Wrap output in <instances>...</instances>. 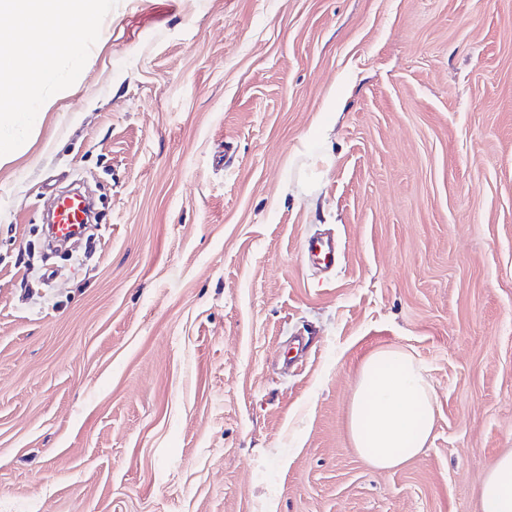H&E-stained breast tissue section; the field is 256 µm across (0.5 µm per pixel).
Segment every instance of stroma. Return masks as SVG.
<instances>
[{
  "instance_id": "35a3bbf8",
  "label": "stroma",
  "mask_w": 512,
  "mask_h": 512,
  "mask_svg": "<svg viewBox=\"0 0 512 512\" xmlns=\"http://www.w3.org/2000/svg\"><path fill=\"white\" fill-rule=\"evenodd\" d=\"M51 102L0 164V512H480L512 448V0H118ZM73 186L98 220L43 260ZM382 347L437 407L390 470L348 430ZM305 257L316 260L325 265L336 263V243L322 241L319 239H309L305 243Z\"/></svg>"
}]
</instances>
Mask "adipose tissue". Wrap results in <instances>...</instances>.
<instances>
[{"label": "adipose tissue", "instance_id": "adipose-tissue-1", "mask_svg": "<svg viewBox=\"0 0 512 512\" xmlns=\"http://www.w3.org/2000/svg\"><path fill=\"white\" fill-rule=\"evenodd\" d=\"M434 424V390L415 357L398 347L371 353L350 406L358 454L375 468H395L423 452ZM477 499L480 512H512V448L487 467Z\"/></svg>", "mask_w": 512, "mask_h": 512}]
</instances>
